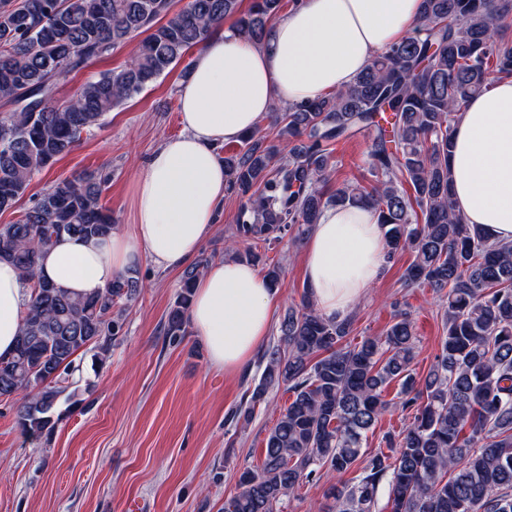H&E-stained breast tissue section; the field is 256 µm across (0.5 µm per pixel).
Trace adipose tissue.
<instances>
[{
  "label": "adipose tissue",
  "instance_id": "obj_1",
  "mask_svg": "<svg viewBox=\"0 0 512 512\" xmlns=\"http://www.w3.org/2000/svg\"><path fill=\"white\" fill-rule=\"evenodd\" d=\"M422 0H299L259 44L231 24L212 32L179 88V136L149 157L134 183V222L103 238L60 237L40 274L74 297L101 292L126 270L150 262L187 265L216 228L225 197L220 145L254 130L274 104L289 105L348 87L382 49L416 29ZM453 206L466 223L512 242V78L471 100L453 132ZM385 244L373 208L324 209L304 247L312 301L328 318L349 316L382 277ZM30 298L20 270L0 261V356L15 348ZM276 291L249 263H211L189 312L213 366L233 375L268 336Z\"/></svg>",
  "mask_w": 512,
  "mask_h": 512
}]
</instances>
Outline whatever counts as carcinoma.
<instances>
[{
    "instance_id": "cac0c4a2",
    "label": "carcinoma",
    "mask_w": 512,
    "mask_h": 512,
    "mask_svg": "<svg viewBox=\"0 0 512 512\" xmlns=\"http://www.w3.org/2000/svg\"><path fill=\"white\" fill-rule=\"evenodd\" d=\"M282 0H0V212L15 209L31 181L69 153L166 71L185 61L227 19L259 42ZM512 0H422L419 27L378 53L346 89L315 101L275 107L278 142L257 130L224 151L227 194L245 203L224 256L259 263L267 249L299 240L327 206L359 204L378 213L385 261L409 252L408 287L444 294L445 336L424 379L412 368L415 330L398 311L383 335L343 345L352 320L320 315L311 301L280 322L284 348L268 351L249 402L232 414L246 425L269 389L291 401L270 429L261 466L239 476L223 512H275L317 465L336 475L328 512H373L388 479L391 512H512V244L494 243L453 208L448 152L468 102L512 76ZM138 51L122 69L87 80L58 100L71 75L128 42ZM368 136L371 183L329 187L333 146ZM107 179L84 173L56 181L11 224H0V260L21 271L30 301L13 353L0 358V398L17 395L22 432L50 433L61 396L76 407L64 374L81 351H106L123 328L122 304L142 283L132 269L103 292L70 297L39 276L41 254L64 234L102 238L112 215L101 202ZM248 249L240 252L238 245ZM202 258L182 274L164 323L174 344L191 334ZM399 386L415 411L390 453L377 452L359 475L344 479Z\"/></svg>"
}]
</instances>
